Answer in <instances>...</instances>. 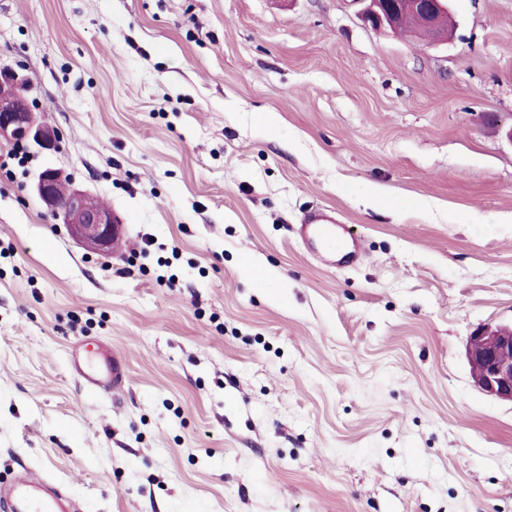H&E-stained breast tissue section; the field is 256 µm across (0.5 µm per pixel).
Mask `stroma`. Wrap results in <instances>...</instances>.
Masks as SVG:
<instances>
[{
  "mask_svg": "<svg viewBox=\"0 0 512 512\" xmlns=\"http://www.w3.org/2000/svg\"><path fill=\"white\" fill-rule=\"evenodd\" d=\"M449 6L433 46L352 0H0V67L59 133L23 166L0 144L1 486L32 472L71 512H512V403L466 356L512 322V0ZM47 168L128 248L76 244ZM319 208L361 262L298 238ZM77 350L120 353L121 389H86Z\"/></svg>",
  "mask_w": 512,
  "mask_h": 512,
  "instance_id": "stroma-1",
  "label": "stroma"
}]
</instances>
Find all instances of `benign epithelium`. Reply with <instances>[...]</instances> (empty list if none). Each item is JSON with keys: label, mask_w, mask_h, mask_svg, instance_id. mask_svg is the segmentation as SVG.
I'll return each mask as SVG.
<instances>
[{"label": "benign epithelium", "mask_w": 512, "mask_h": 512, "mask_svg": "<svg viewBox=\"0 0 512 512\" xmlns=\"http://www.w3.org/2000/svg\"><path fill=\"white\" fill-rule=\"evenodd\" d=\"M362 5L361 18L375 30L395 31L405 16L421 18L431 43H447L452 33L441 29L448 12L447 0H354ZM14 74H0V143H10L23 135L43 148L51 147L57 134L44 127L32 112L23 87ZM64 182L55 169L42 171L35 192L47 210L67 225L72 235L102 255H112L115 224L112 211L100 206L91 194L71 188L64 197ZM472 379L485 394L512 402V324L475 331L466 346Z\"/></svg>", "instance_id": "obj_1"}]
</instances>
